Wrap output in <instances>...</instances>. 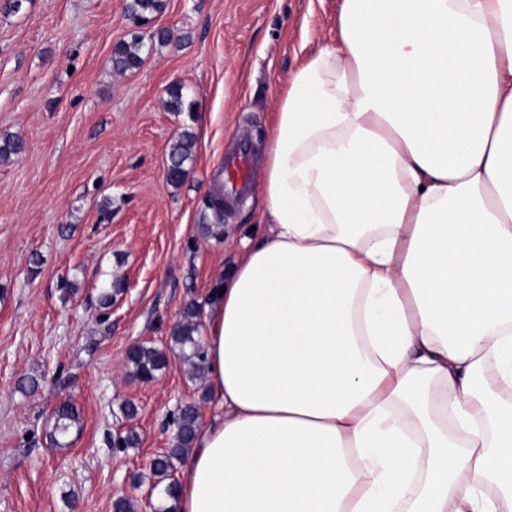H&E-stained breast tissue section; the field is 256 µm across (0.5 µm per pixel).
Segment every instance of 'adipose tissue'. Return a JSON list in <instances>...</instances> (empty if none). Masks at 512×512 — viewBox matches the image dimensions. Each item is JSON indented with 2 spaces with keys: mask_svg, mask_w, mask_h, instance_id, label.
<instances>
[{
  "mask_svg": "<svg viewBox=\"0 0 512 512\" xmlns=\"http://www.w3.org/2000/svg\"><path fill=\"white\" fill-rule=\"evenodd\" d=\"M258 213L176 512H512V0H342Z\"/></svg>",
  "mask_w": 512,
  "mask_h": 512,
  "instance_id": "adipose-tissue-1",
  "label": "adipose tissue"
}]
</instances>
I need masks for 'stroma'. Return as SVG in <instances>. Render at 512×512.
<instances>
[{"mask_svg": "<svg viewBox=\"0 0 512 512\" xmlns=\"http://www.w3.org/2000/svg\"><path fill=\"white\" fill-rule=\"evenodd\" d=\"M341 2L164 0L142 33L167 41L119 74L126 0H24L16 12L0 0V136L25 142L0 163V512H112L120 496L137 512L159 505L148 459L171 446L183 405L204 422L216 411L171 330L255 236L252 194L225 210L220 234L206 232L215 173L240 133L263 163L275 100L309 52L335 41ZM176 85L192 109H167ZM185 132L196 143L174 186L168 152ZM137 344L167 352L152 382L127 360ZM27 376L36 390H20ZM65 403L82 430L59 449L47 433ZM131 432L135 446H114Z\"/></svg>", "mask_w": 512, "mask_h": 512, "instance_id": "1", "label": "stroma"}]
</instances>
